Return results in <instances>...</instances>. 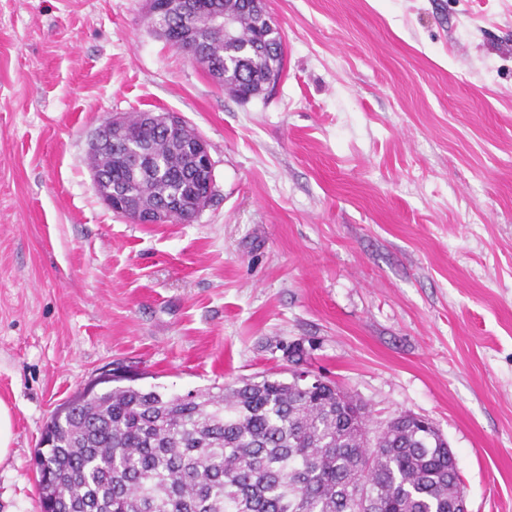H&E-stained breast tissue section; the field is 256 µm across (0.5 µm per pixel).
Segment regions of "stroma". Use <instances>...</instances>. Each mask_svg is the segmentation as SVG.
I'll return each mask as SVG.
<instances>
[{
    "label": "stroma",
    "mask_w": 512,
    "mask_h": 512,
    "mask_svg": "<svg viewBox=\"0 0 512 512\" xmlns=\"http://www.w3.org/2000/svg\"><path fill=\"white\" fill-rule=\"evenodd\" d=\"M285 66L242 103L143 0H0V512H41L52 411L112 369L170 394L286 372L431 420L468 512H512V0H266ZM180 113L214 191L139 224L92 130ZM14 421L9 406L0 400V463L7 459L14 442Z\"/></svg>",
    "instance_id": "1"
}]
</instances>
